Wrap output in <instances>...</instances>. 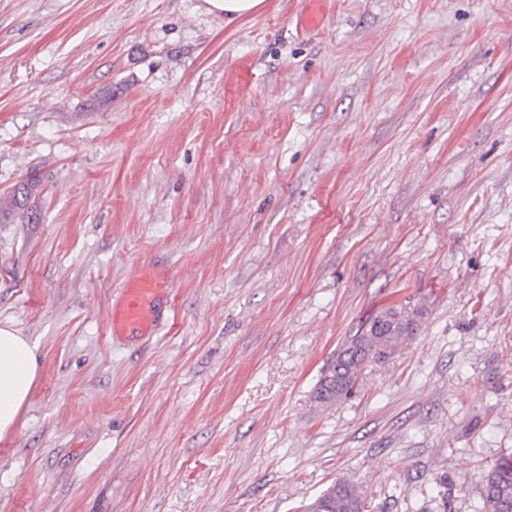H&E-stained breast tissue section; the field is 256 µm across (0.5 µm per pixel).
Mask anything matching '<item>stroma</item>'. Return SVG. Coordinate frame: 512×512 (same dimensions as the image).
Here are the masks:
<instances>
[{"label":"stroma","mask_w":512,"mask_h":512,"mask_svg":"<svg viewBox=\"0 0 512 512\" xmlns=\"http://www.w3.org/2000/svg\"><path fill=\"white\" fill-rule=\"evenodd\" d=\"M0 0V512H477L512 452V0ZM139 269L168 326L112 342ZM412 339L325 405L395 302ZM210 12L224 14L230 22L261 9L265 0H204ZM39 182V178L29 175L25 180H22L16 184L6 197L0 196L1 213L2 208L6 207L8 209H12L13 211L17 210L23 214L27 209L29 199L31 198L36 187L39 185ZM418 315V310H407V305L400 302L366 319L355 335L343 342L322 373L315 399L332 404L351 393L365 368L385 362L403 341L414 335ZM38 372L37 346L11 327L0 326V441L13 432ZM305 512H364L361 496L344 478L336 481L305 506Z\"/></svg>","instance_id":"35a3bbf8"}]
</instances>
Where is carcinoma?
I'll return each instance as SVG.
<instances>
[{
    "mask_svg": "<svg viewBox=\"0 0 512 512\" xmlns=\"http://www.w3.org/2000/svg\"><path fill=\"white\" fill-rule=\"evenodd\" d=\"M38 185L39 178L27 176L8 195L0 196V209L25 212ZM418 315V310H409L400 302L366 319L355 335L343 342L322 373L315 399L332 404L351 393L365 368L385 362L403 341L414 335ZM481 499L478 512H512V453L501 455L491 464L483 479ZM305 512H364V505L355 486L339 478L308 503Z\"/></svg>",
    "mask_w": 512,
    "mask_h": 512,
    "instance_id": "cac0c4a2",
    "label": "carcinoma"
}]
</instances>
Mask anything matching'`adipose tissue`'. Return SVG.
Instances as JSON below:
<instances>
[{"mask_svg":"<svg viewBox=\"0 0 512 512\" xmlns=\"http://www.w3.org/2000/svg\"><path fill=\"white\" fill-rule=\"evenodd\" d=\"M39 372L37 347L9 326H0V441L14 430Z\"/></svg>","mask_w":512,"mask_h":512,"instance_id":"adipose-tissue-1","label":"adipose tissue"}]
</instances>
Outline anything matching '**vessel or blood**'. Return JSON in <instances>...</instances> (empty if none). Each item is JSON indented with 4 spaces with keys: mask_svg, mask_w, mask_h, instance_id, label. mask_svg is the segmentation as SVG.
Returning a JSON list of instances; mask_svg holds the SVG:
<instances>
[{
    "mask_svg": "<svg viewBox=\"0 0 512 512\" xmlns=\"http://www.w3.org/2000/svg\"><path fill=\"white\" fill-rule=\"evenodd\" d=\"M172 288L168 276L136 272L123 285L119 302L107 314L111 338L156 335L164 325L160 303L171 294Z\"/></svg>",
    "mask_w": 512,
    "mask_h": 512,
    "instance_id": "obj_1",
    "label": "vessel or blood"
}]
</instances>
